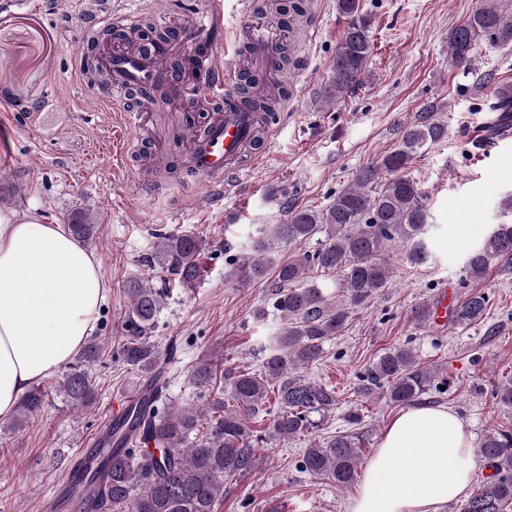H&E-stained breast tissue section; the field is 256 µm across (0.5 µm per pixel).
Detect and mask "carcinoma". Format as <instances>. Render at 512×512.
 <instances>
[{
  "mask_svg": "<svg viewBox=\"0 0 512 512\" xmlns=\"http://www.w3.org/2000/svg\"><path fill=\"white\" fill-rule=\"evenodd\" d=\"M337 9L350 18L336 48L331 75L324 89L329 101L343 99L371 75L373 47L369 18L360 0H336ZM512 48V0H477L468 18L448 34V59L463 72L471 69L481 44ZM240 93L265 111L273 98L250 85ZM438 107L428 105L415 120L397 129L393 145L375 161L361 167L354 182L337 192L322 210L299 209L284 224H267L252 243V255L239 259V276L247 281L263 275L264 253L278 243L312 239L323 233L317 247L280 265L279 288L272 294L273 311L281 326L267 337L268 354L257 370L240 369L224 375L221 366L202 359L191 371L199 390L200 406H180L167 396L159 353L150 332L165 297L150 280L131 279L125 285L127 309L125 340L118 359L137 369L136 387L148 396L132 404L126 418L112 425L106 442L96 448L100 466L84 467L79 498L83 512H216L224 499V475L256 467L257 449L271 437H305L320 428L336 410V391L309 380L303 370L321 363L325 344L340 335L351 313L365 305L392 277L390 252L397 245L412 266L431 257L426 238L429 212L424 193L410 176L413 161L423 150L448 134L445 121L432 118ZM491 111L501 114L491 134L505 136L512 129V85L498 88ZM69 229L79 241L93 237L95 225L80 214ZM209 242L188 232L158 235L149 259L163 283L191 288L201 275L200 261ZM512 257V224L504 222L484 235L464 261L465 279L475 291L449 313V326L481 323L489 299L477 290L490 264ZM331 277L336 296L311 277ZM102 346L92 337L58 382V391L75 413L89 409L98 389L89 367L100 358ZM365 395L383 391L390 402L412 405L448 380L422 365L409 347L385 351L361 375ZM45 391L32 387L18 402L13 425L20 427L37 416ZM494 404L512 411V379L494 386ZM276 411L268 429L250 425L268 402ZM363 448L362 436L337 432L322 440L312 438L298 459L302 473L346 488L356 481ZM480 456L493 473L462 507V512H512V421L484 435Z\"/></svg>",
  "mask_w": 512,
  "mask_h": 512,
  "instance_id": "obj_1",
  "label": "carcinoma"
}]
</instances>
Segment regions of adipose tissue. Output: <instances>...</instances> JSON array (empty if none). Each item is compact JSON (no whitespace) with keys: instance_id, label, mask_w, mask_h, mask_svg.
<instances>
[{"instance_id":"adipose-tissue-1","label":"adipose tissue","mask_w":512,"mask_h":512,"mask_svg":"<svg viewBox=\"0 0 512 512\" xmlns=\"http://www.w3.org/2000/svg\"><path fill=\"white\" fill-rule=\"evenodd\" d=\"M110 288L96 254L61 224L0 210V418L69 362L95 329ZM474 437L451 409L396 415L348 512H439L472 486Z\"/></svg>"}]
</instances>
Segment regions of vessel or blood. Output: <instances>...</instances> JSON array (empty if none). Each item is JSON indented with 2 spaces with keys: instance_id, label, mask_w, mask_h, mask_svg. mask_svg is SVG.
I'll return each instance as SVG.
<instances>
[{
  "instance_id": "obj_1",
  "label": "vessel or blood",
  "mask_w": 512,
  "mask_h": 512,
  "mask_svg": "<svg viewBox=\"0 0 512 512\" xmlns=\"http://www.w3.org/2000/svg\"><path fill=\"white\" fill-rule=\"evenodd\" d=\"M93 16L99 23L133 29L139 25L135 14H111L107 0H98ZM164 38L132 47L115 39L96 57L98 69L110 75L111 92H137L135 103L116 105L114 135L109 151L121 171L134 169L135 141L127 132L143 128L150 119L152 95L163 89L169 101L201 99L211 112L204 130H189L186 166L189 175L203 179L212 187H223L230 176L248 167L245 150L255 137L262 116L235 88L240 73L255 82H267L270 74L264 60L271 49L289 45L292 31L259 17L255 24L237 30V49L232 64H224L222 43L208 38L204 51L193 53L189 71L175 70L171 58L182 50L183 42L174 22L163 23Z\"/></svg>"
}]
</instances>
